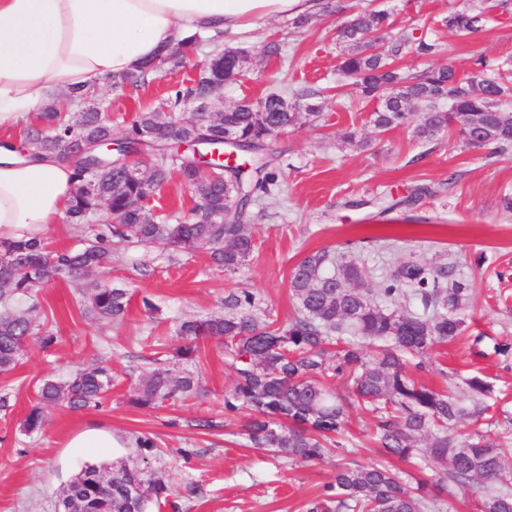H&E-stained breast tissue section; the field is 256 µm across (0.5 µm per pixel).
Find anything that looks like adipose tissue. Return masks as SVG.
I'll use <instances>...</instances> for the list:
<instances>
[{
	"mask_svg": "<svg viewBox=\"0 0 512 512\" xmlns=\"http://www.w3.org/2000/svg\"><path fill=\"white\" fill-rule=\"evenodd\" d=\"M320 8V0H0V128L134 73L194 34ZM74 186L67 162L19 159L0 146V236H33L56 223Z\"/></svg>",
	"mask_w": 512,
	"mask_h": 512,
	"instance_id": "ef3b65f1",
	"label": "adipose tissue"
}]
</instances>
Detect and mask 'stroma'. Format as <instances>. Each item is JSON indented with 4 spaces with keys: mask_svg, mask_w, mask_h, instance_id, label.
I'll return each mask as SVG.
<instances>
[{
    "mask_svg": "<svg viewBox=\"0 0 512 512\" xmlns=\"http://www.w3.org/2000/svg\"><path fill=\"white\" fill-rule=\"evenodd\" d=\"M328 9L303 29L292 17L273 18L259 29L228 33L225 44L243 49L248 74L224 86L225 105L271 92L319 90L322 116L301 119L278 134L273 147L280 187L259 195L250 207L249 230L255 249L237 272L215 269L207 252L188 257L162 245H116L106 283L129 296L122 320L106 321L87 313L77 285L64 275L52 278L33 296L44 314L49 346L30 343L19 364L0 375V512H57L59 493L87 463H109L133 452L135 437L157 444L148 463L172 488L194 484V495L179 498V512H305L306 503L331 482L333 461L288 463L251 448L245 435L247 415L224 417V392L233 383L224 344L216 338L198 343L190 362L172 360L183 345L177 327L186 318L220 315L229 294L247 289L278 323L294 315L290 273L305 256L337 251L352 244L351 259L380 274L403 260L428 265L454 261L471 286L464 310L465 331L451 343L434 347V369L417 373L419 382L453 389L467 399L459 378L476 375L494 387L498 409L512 412V368L494 353L495 343L512 337V151L490 156L462 145L456 135L431 141L415 137L412 125L380 131L370 122L375 104L360 98L351 79L337 70L341 50L336 27L358 9L384 10L394 28L426 33L440 44L437 54L408 56L405 69L452 66L463 74L486 58L512 67V0H328ZM485 7L475 33L460 37L442 25L454 9ZM276 40L280 57L263 55ZM209 57L208 46L189 53L179 67L128 87L124 95L97 89L112 112V137L121 139L135 112L154 104L177 84H187ZM354 127L364 146L344 143L339 134ZM427 187L421 199L405 203L409 190ZM193 205L191 190L179 175L151 197L154 214L173 219ZM198 373L202 391L157 409L129 404V394L154 363ZM102 364L118 377L99 408H46L45 424L26 433L22 423L37 403L42 380L66 381L77 369ZM112 437L111 448H76L79 436Z\"/></svg>",
    "mask_w": 512,
    "mask_h": 512,
    "instance_id": "obj_1",
    "label": "stroma"
}]
</instances>
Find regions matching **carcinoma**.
<instances>
[{"mask_svg": "<svg viewBox=\"0 0 512 512\" xmlns=\"http://www.w3.org/2000/svg\"><path fill=\"white\" fill-rule=\"evenodd\" d=\"M482 10L454 11L442 19L448 30L466 36L478 29ZM389 15L367 10L350 15L339 28L343 50L338 71L355 84L363 97L378 103L370 114L373 126L387 131L412 120L422 109L415 134L433 139L448 132L468 146L493 147L502 155L512 147V111L489 109L492 96L508 90L512 69L486 75L487 64L476 60L479 72L460 76L450 67L407 74L401 60L409 53L426 56L437 45L406 29L387 35ZM219 34H195L180 45L182 52L199 42L213 49L191 86L174 87L161 104L137 113L121 140L124 149H143L154 156L152 182L160 188L171 174H179L191 188L194 206L170 223L134 203L145 198L149 186L112 164V155L95 153L98 168L75 166V188L66 213L72 224L88 225L83 248L55 250L43 238L0 240V374L12 371L40 323L36 304L25 305L37 288L65 274L84 288L88 309L97 318L114 321L128 304L123 288L87 284L92 272H107L112 245L127 243L149 247L162 244L192 255L206 250L211 261L228 272L237 271L253 251L245 221L254 195L279 188L272 166L274 137L295 126L302 116L317 118L321 106L311 102L320 95L304 89L288 95L273 92L251 101L242 99L224 109L222 119L212 112L182 117L187 100H205V93L244 74L247 55L222 47ZM177 62L174 53L142 64L138 72L112 78L119 93ZM44 125L23 130L25 155L63 156L71 140L101 143L112 140V124L88 105L85 112L49 109L40 116ZM232 131L246 168L203 169L190 151L179 144L196 141L201 152L224 153L222 130ZM338 273L327 272L328 266ZM289 288L295 315L284 324L260 317L256 295L248 290L224 299V315L187 318L179 334L189 342L174 357L191 360L197 340L224 339L233 384L224 393L229 417L248 411L245 425L250 447L293 462L321 463L337 457L334 481L307 504L306 512H446L444 496L452 490H481L479 512H512V468L505 449L491 434L476 433L465 440L450 433L459 424L486 417L493 388L474 375L462 379L472 405H463L448 391L417 382L406 370L430 367L425 355L431 347L450 342L464 330L462 310L469 285L457 277L456 265L430 266L414 260L402 262L377 277L347 252L320 250L305 256L293 268ZM346 381L348 395L340 396L324 380ZM112 369L93 366L79 370L69 381L45 380L38 402L26 415L23 429L39 431L44 408L65 403L71 409L100 405L112 389ZM194 373L174 374L164 367L146 370L132 387L129 402L155 408L197 393ZM365 407L376 419L373 441L377 457L361 466L349 458L344 440L349 423L347 409ZM428 444H420V438ZM136 458L112 466L87 465L60 493L61 504L78 500L77 512H148L169 505L177 491L160 476L137 466L156 448L154 439L135 440ZM413 470L397 468L394 461Z\"/></svg>", "mask_w": 512, "mask_h": 512, "instance_id": "carcinoma-1", "label": "carcinoma"}]
</instances>
